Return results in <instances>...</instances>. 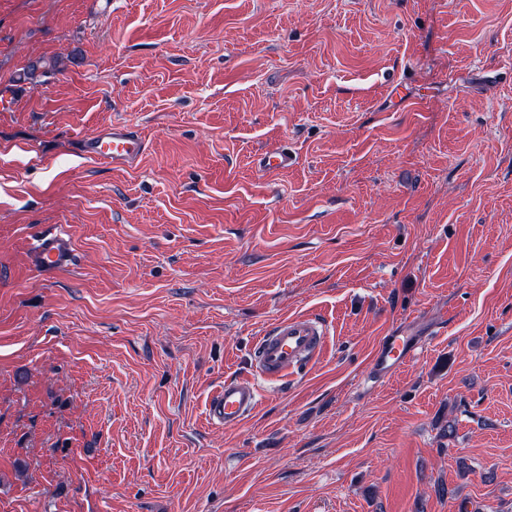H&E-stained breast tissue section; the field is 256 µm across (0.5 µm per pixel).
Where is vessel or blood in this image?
Segmentation results:
<instances>
[{
    "label": "vessel or blood",
    "mask_w": 512,
    "mask_h": 512,
    "mask_svg": "<svg viewBox=\"0 0 512 512\" xmlns=\"http://www.w3.org/2000/svg\"><path fill=\"white\" fill-rule=\"evenodd\" d=\"M84 151L99 160L128 161L142 155L144 141L132 127L113 124L86 139ZM72 252L68 235L51 226L39 233L31 252V264L43 272L62 271L71 266ZM326 336V324L318 316L293 315L277 319L254 342L253 365L266 379L298 373L319 359ZM412 351L411 339L405 334L386 337L373 358V367L377 373L388 374L409 361ZM258 404L259 392L253 382L228 378L210 398L208 417L219 424H239L249 418Z\"/></svg>",
    "instance_id": "obj_1"
}]
</instances>
